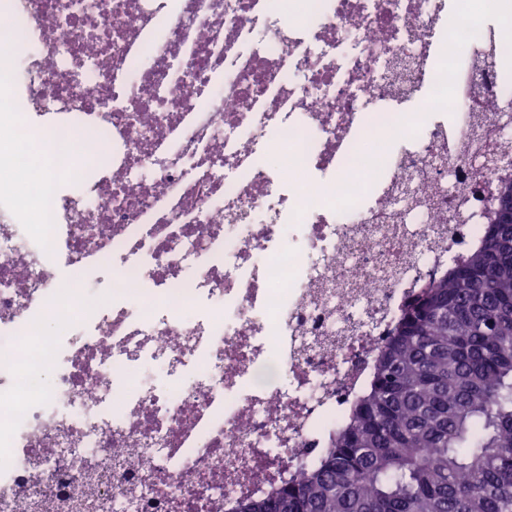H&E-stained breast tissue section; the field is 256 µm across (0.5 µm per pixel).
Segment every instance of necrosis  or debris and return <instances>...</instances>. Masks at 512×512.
Wrapping results in <instances>:
<instances>
[{
  "label": "necrosis or debris",
  "instance_id": "4bbe7bcc",
  "mask_svg": "<svg viewBox=\"0 0 512 512\" xmlns=\"http://www.w3.org/2000/svg\"><path fill=\"white\" fill-rule=\"evenodd\" d=\"M3 31L0 139L99 173L36 223L0 165V512H233L479 243L512 42L473 0H0ZM13 58L10 39L7 35H0V99H8L7 77Z\"/></svg>",
  "mask_w": 512,
  "mask_h": 512
}]
</instances>
